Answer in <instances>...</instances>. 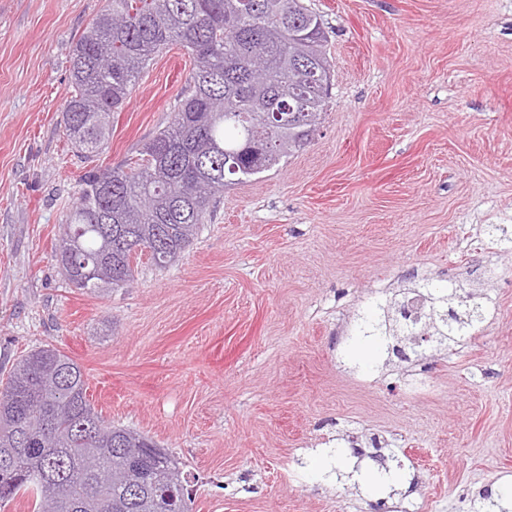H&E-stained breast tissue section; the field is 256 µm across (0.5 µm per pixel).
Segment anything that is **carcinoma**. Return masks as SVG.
<instances>
[{"mask_svg":"<svg viewBox=\"0 0 512 512\" xmlns=\"http://www.w3.org/2000/svg\"><path fill=\"white\" fill-rule=\"evenodd\" d=\"M172 45L193 60L172 121L135 160L88 170L65 215L54 258L65 283L86 294L125 287L132 258L146 250L155 267L169 266L225 188L279 165L320 128L333 64L323 22L302 0H107L73 45L62 110L66 138L85 160L111 137L112 114L141 72ZM426 289L420 328L399 321L393 298L358 315L359 335L400 343L405 359L422 331L442 349L483 328L480 294ZM183 481L165 449L95 411L75 360L47 346L13 365L0 392V505L24 493L33 512H70V500L77 512H171Z\"/></svg>","mask_w":512,"mask_h":512,"instance_id":"1","label":"carcinoma"}]
</instances>
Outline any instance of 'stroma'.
<instances>
[{
  "label": "stroma",
  "instance_id": "35a3bbf8",
  "mask_svg": "<svg viewBox=\"0 0 512 512\" xmlns=\"http://www.w3.org/2000/svg\"><path fill=\"white\" fill-rule=\"evenodd\" d=\"M303 2L334 64L314 141L96 297L53 250L85 171L70 55L105 0H0V379L38 347L77 361L96 412L178 460L189 512H479L512 487V0ZM192 67L154 57L97 165L168 125ZM425 278L484 294V329L408 361L352 338Z\"/></svg>",
  "mask_w": 512,
  "mask_h": 512
}]
</instances>
